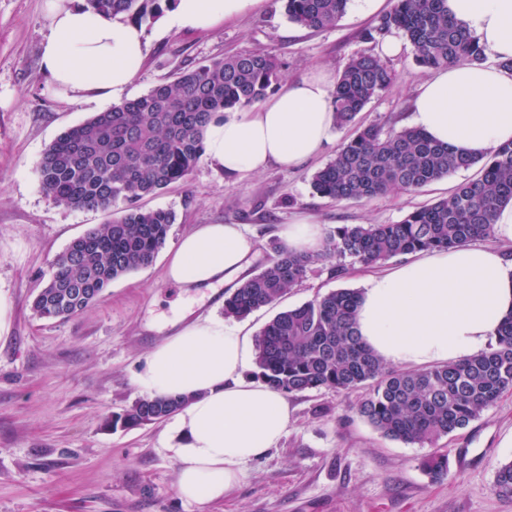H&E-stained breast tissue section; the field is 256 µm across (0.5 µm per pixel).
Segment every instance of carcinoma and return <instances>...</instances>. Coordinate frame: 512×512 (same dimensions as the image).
<instances>
[{"mask_svg":"<svg viewBox=\"0 0 512 512\" xmlns=\"http://www.w3.org/2000/svg\"><path fill=\"white\" fill-rule=\"evenodd\" d=\"M288 19L305 28H333L348 0H283ZM442 0H393L391 10L366 30L375 41L391 30L410 42L417 64H479L477 40L448 18ZM94 11L139 25L154 23L178 0H86ZM283 64L267 49L224 56L146 94L98 112L59 134L37 166L40 186L54 201L109 215L58 255L53 272L33 301L41 319L70 318L96 301L113 281L150 266L165 245L175 216L146 209L140 201L185 180L204 153L210 125L224 113L251 107L276 88ZM393 81L377 56L352 58L333 94L340 126L356 116ZM480 166V176L445 199L409 212L397 224H342L325 236L316 255L284 246L258 273L224 299V317L242 319L274 304L301 284L314 266L336 260L373 265L392 257L449 249L491 237L500 207L512 202V142L493 153L467 158L410 127L386 131L359 127L335 156L312 176L316 194L334 201H367L390 191L416 192L460 169ZM121 216L112 217V208ZM359 292L338 289L278 313L257 339L261 381L282 393L321 388L349 392L369 386L359 414L381 436L406 444H433L477 419L512 390V315L489 350L424 370H393L359 339L355 327ZM185 403L182 396L141 397L112 427L162 421ZM495 491L512 496V461L499 464Z\"/></svg>","mask_w":512,"mask_h":512,"instance_id":"1","label":"carcinoma"}]
</instances>
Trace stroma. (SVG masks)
Here are the masks:
<instances>
[{"label": "stroma", "instance_id": "stroma-1", "mask_svg": "<svg viewBox=\"0 0 512 512\" xmlns=\"http://www.w3.org/2000/svg\"><path fill=\"white\" fill-rule=\"evenodd\" d=\"M348 5L333 28L312 30L289 21L282 0L257 4L206 29L147 27V47L126 98L145 94L176 73L228 53L272 50L283 80L317 68L339 74L350 58L377 54L362 32L379 19ZM49 35L45 0H0V298L9 305L0 328V512H512V497L494 489L498 465L512 459V391L478 419L433 446L382 437L358 413L366 388L288 395L286 435L225 498L198 506L184 501L176 464L166 446L169 420L112 429L141 393L132 377L150 349L182 315L223 317L228 287L187 290L165 276L164 255L149 267L112 282L74 317L41 320L32 301L68 245L105 214L55 203L38 180L37 163L56 136L110 101H70L41 68ZM386 63L393 84L360 112L356 125L407 127L411 100L430 69L413 59L410 43ZM356 126L337 128L332 144L293 169L270 166L228 174L200 160L188 179L144 199L147 208L172 211L166 242L174 248L199 224H238L256 235L258 273L273 254L279 231L310 216L331 230L340 224H395L410 211L448 197L474 180L478 168L456 171L414 193L335 202L313 191L312 176L349 140ZM341 277L309 273L275 304L243 324L251 336L281 311L330 291L362 289L366 273L346 261ZM434 453L448 457L441 481L424 469Z\"/></svg>", "mask_w": 512, "mask_h": 512}]
</instances>
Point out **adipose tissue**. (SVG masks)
<instances>
[{
    "label": "adipose tissue",
    "mask_w": 512,
    "mask_h": 512,
    "mask_svg": "<svg viewBox=\"0 0 512 512\" xmlns=\"http://www.w3.org/2000/svg\"><path fill=\"white\" fill-rule=\"evenodd\" d=\"M256 0H179L168 22L208 29ZM491 62L436 69L413 99L412 127L456 152L480 157L512 142V0H445ZM50 35L41 65L68 99L123 96L146 48V31L132 22L94 12L85 0H47ZM325 70L287 81L256 107L212 125L208 160L235 173L272 165L292 168L320 153L334 137L332 95ZM494 244L469 243L423 252L368 276L359 300L357 330L384 364L402 369L445 365L487 350L512 314V203L493 224ZM289 251L315 254L320 224L300 218L280 233ZM257 254L255 241L235 224H200L168 252L166 277L187 289L234 282ZM256 345L242 328L221 321L190 323L157 343L133 382L151 397L181 395L186 404L173 426L178 442L177 489L190 503L224 498L241 480L244 463L263 456L287 432V400L246 379Z\"/></svg>",
    "instance_id": "obj_1"
}]
</instances>
